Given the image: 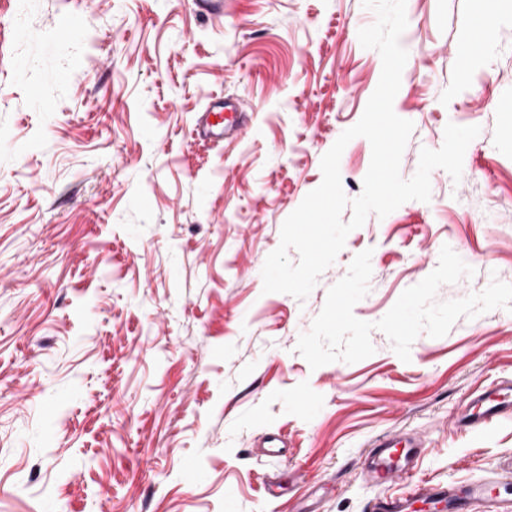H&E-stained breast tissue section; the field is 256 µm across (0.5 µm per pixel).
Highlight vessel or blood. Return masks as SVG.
<instances>
[{"mask_svg":"<svg viewBox=\"0 0 512 512\" xmlns=\"http://www.w3.org/2000/svg\"><path fill=\"white\" fill-rule=\"evenodd\" d=\"M249 124L245 100L237 95L210 98L200 112L194 127L196 136L206 142L221 144L240 138ZM512 417V382H503L492 389L475 391L466 410L458 417V426L479 429ZM423 450L420 438L408 435H386L378 439L364 460L365 472L371 486L393 481L414 484L413 496L433 504L464 512L470 500L481 499L486 512H507L499 500L488 498L486 485L465 489L453 486H434L417 480L415 462Z\"/></svg>","mask_w":512,"mask_h":512,"instance_id":"vessel-or-blood-1","label":"vessel or blood"}]
</instances>
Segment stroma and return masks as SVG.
Here are the masks:
<instances>
[{
    "instance_id": "obj_1",
    "label": "stroma",
    "mask_w": 512,
    "mask_h": 512,
    "mask_svg": "<svg viewBox=\"0 0 512 512\" xmlns=\"http://www.w3.org/2000/svg\"><path fill=\"white\" fill-rule=\"evenodd\" d=\"M473 0H406L397 116L403 178L447 123L476 125L460 181L369 215L305 301L264 293L285 219L380 79L362 0H0V512H370L363 458L422 434L421 477L468 487L512 470V418L463 430L472 393L512 379V312L420 334L410 362L374 352L310 368L297 352L329 288L371 250L355 317L379 321L450 246L460 299L512 284V0L470 60ZM74 25L73 36L60 30ZM244 97L239 140L195 139L210 95ZM372 149L340 159L357 197ZM55 405L46 415L45 405ZM287 454L263 455L268 434ZM277 483L262 497L260 480Z\"/></svg>"
}]
</instances>
